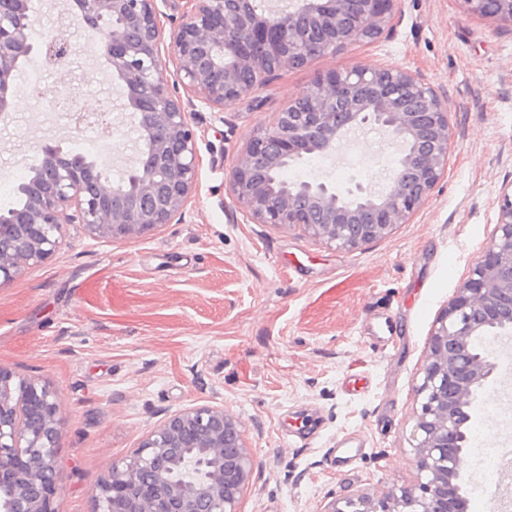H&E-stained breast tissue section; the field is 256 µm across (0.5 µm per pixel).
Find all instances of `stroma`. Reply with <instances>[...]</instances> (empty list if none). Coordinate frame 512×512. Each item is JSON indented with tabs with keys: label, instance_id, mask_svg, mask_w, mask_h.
I'll return each instance as SVG.
<instances>
[{
	"label": "stroma",
	"instance_id": "1",
	"mask_svg": "<svg viewBox=\"0 0 512 512\" xmlns=\"http://www.w3.org/2000/svg\"><path fill=\"white\" fill-rule=\"evenodd\" d=\"M368 45L277 72L251 98L193 117L200 167L181 216L150 235L107 241L69 224L55 253L0 287V363L49 385L65 421L56 512H93L91 491L150 428L192 406L221 405L256 456L240 512H323L329 504L417 487L413 426L430 332L496 230L493 201L512 183V25L460 0H401ZM70 69L81 107L120 103L122 88L84 52L71 18ZM356 62L409 69L448 102L453 145L429 202L356 250L297 227L255 224L226 178L253 132L317 73ZM28 106L0 122V180L39 164L42 143L78 152L86 130ZM396 154L366 127L334 161L306 157L290 180L343 187L382 181ZM401 326L398 351L372 347L371 325ZM367 386L344 389L350 376ZM317 417L312 441L294 435ZM368 439L336 467L337 435Z\"/></svg>",
	"mask_w": 512,
	"mask_h": 512
}]
</instances>
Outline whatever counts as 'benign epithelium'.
I'll use <instances>...</instances> for the list:
<instances>
[{
	"instance_id": "benign-epithelium-1",
	"label": "benign epithelium",
	"mask_w": 512,
	"mask_h": 512,
	"mask_svg": "<svg viewBox=\"0 0 512 512\" xmlns=\"http://www.w3.org/2000/svg\"><path fill=\"white\" fill-rule=\"evenodd\" d=\"M400 0H185L165 29L157 0H74L88 33L87 53L124 90L123 110L140 118L127 185L105 184L94 161L74 159L58 142L22 185L27 203L0 212V286L48 259L62 229L80 224L106 240L150 234L182 214L196 188L200 157L192 115L219 112L265 87L284 67H304L391 27ZM472 14L512 24V0H462ZM26 0H0V116L11 112L15 80L33 50L69 84L76 47L67 24L34 45ZM176 62V95L162 56ZM366 126L396 149L380 189L286 181L282 171L318 154L326 159ZM453 131L448 103L416 73L356 63L322 73L258 128L227 179L230 197L255 224L299 227L330 247L355 250L407 224L448 170ZM497 230L430 333L414 425L418 487L359 497L348 510L467 512L459 483L466 411L498 368L497 331L512 329V184L496 200ZM55 392L0 365V509L55 512L58 442ZM256 459L237 419L221 406H194L151 428L94 487L96 512H239Z\"/></svg>"
}]
</instances>
